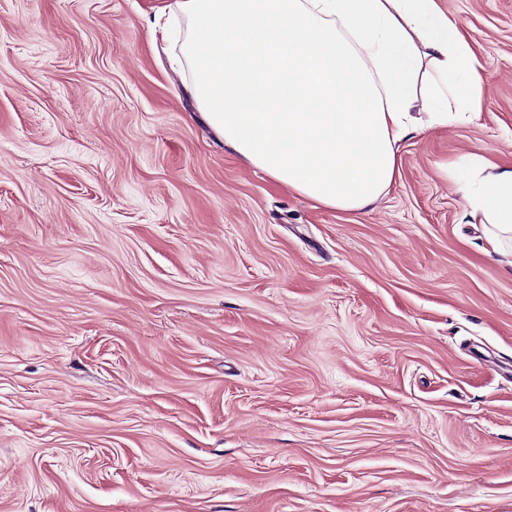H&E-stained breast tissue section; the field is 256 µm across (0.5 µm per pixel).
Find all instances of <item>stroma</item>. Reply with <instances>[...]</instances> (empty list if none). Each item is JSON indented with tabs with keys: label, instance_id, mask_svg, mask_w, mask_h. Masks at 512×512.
Here are the masks:
<instances>
[{
	"label": "stroma",
	"instance_id": "35a3bbf8",
	"mask_svg": "<svg viewBox=\"0 0 512 512\" xmlns=\"http://www.w3.org/2000/svg\"><path fill=\"white\" fill-rule=\"evenodd\" d=\"M176 0H0V512H512V0H438L472 121L366 212L288 192L174 78ZM460 173L459 190L468 200L465 213L469 224L487 227V254L512 250V167L499 166L482 159L473 166L468 161L456 164Z\"/></svg>",
	"mask_w": 512,
	"mask_h": 512
}]
</instances>
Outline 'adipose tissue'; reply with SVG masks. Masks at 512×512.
<instances>
[{
	"label": "adipose tissue",
	"instance_id": "adipose-tissue-1",
	"mask_svg": "<svg viewBox=\"0 0 512 512\" xmlns=\"http://www.w3.org/2000/svg\"><path fill=\"white\" fill-rule=\"evenodd\" d=\"M173 68L226 148L296 194L347 213L392 186L402 142L466 122L481 97L470 41L437 0H177ZM469 223L512 249V167L457 165Z\"/></svg>",
	"mask_w": 512,
	"mask_h": 512
}]
</instances>
